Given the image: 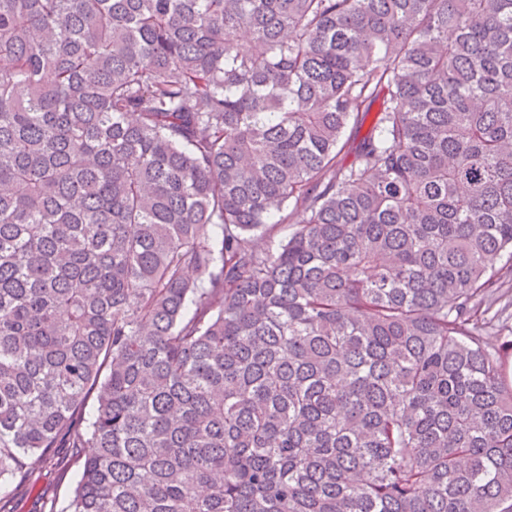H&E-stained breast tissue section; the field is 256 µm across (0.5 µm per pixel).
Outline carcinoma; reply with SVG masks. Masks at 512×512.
<instances>
[{"mask_svg": "<svg viewBox=\"0 0 512 512\" xmlns=\"http://www.w3.org/2000/svg\"><path fill=\"white\" fill-rule=\"evenodd\" d=\"M511 288L512 0H0V512H512ZM74 448H58L54 460L42 471L39 483L33 493L19 502V512H35L41 510L44 500L56 502L61 509L70 497L78 477V467L73 463Z\"/></svg>", "mask_w": 512, "mask_h": 512, "instance_id": "1", "label": "carcinoma"}]
</instances>
